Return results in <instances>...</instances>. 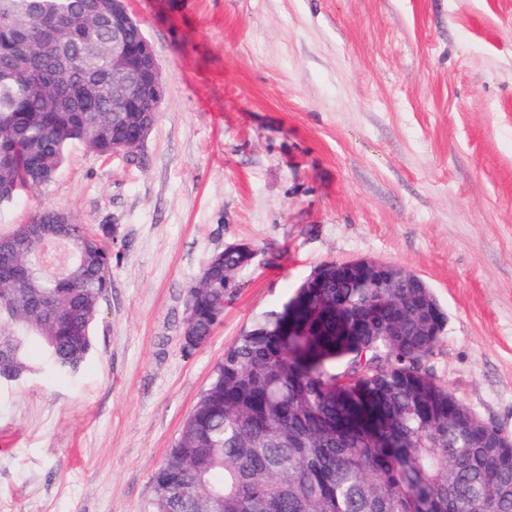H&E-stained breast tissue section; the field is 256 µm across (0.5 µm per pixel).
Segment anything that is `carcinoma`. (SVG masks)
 <instances>
[{
	"mask_svg": "<svg viewBox=\"0 0 512 512\" xmlns=\"http://www.w3.org/2000/svg\"><path fill=\"white\" fill-rule=\"evenodd\" d=\"M63 15L83 26L81 0H0V206L48 185L68 147L112 155V134L134 142L138 129L112 111V24L61 51L32 36ZM38 71L42 82L25 77ZM90 85L93 108L45 112L46 93ZM29 221L0 233V270L27 265L44 248ZM52 229L70 243L79 268L67 282L0 287V380L34 374L41 361L60 375L82 369L92 327L112 288V226L72 220ZM228 253L203 265L207 285L188 295L195 333L211 335L247 268ZM432 289L391 288L352 278L296 288L279 309L254 317L224 350L153 475L151 512H512V437L490 447L482 419L437 379L432 358L446 314L430 326L421 309Z\"/></svg>",
	"mask_w": 512,
	"mask_h": 512,
	"instance_id": "carcinoma-1",
	"label": "carcinoma"
}]
</instances>
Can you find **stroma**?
<instances>
[{
    "mask_svg": "<svg viewBox=\"0 0 512 512\" xmlns=\"http://www.w3.org/2000/svg\"><path fill=\"white\" fill-rule=\"evenodd\" d=\"M165 78L133 159L72 144L0 207L114 225L83 369L0 384V512H146L152 477L256 314L320 264L372 258L433 289L435 372L512 435V0H128ZM256 256L183 348L207 258Z\"/></svg>",
    "mask_w": 512,
    "mask_h": 512,
    "instance_id": "1",
    "label": "stroma"
}]
</instances>
